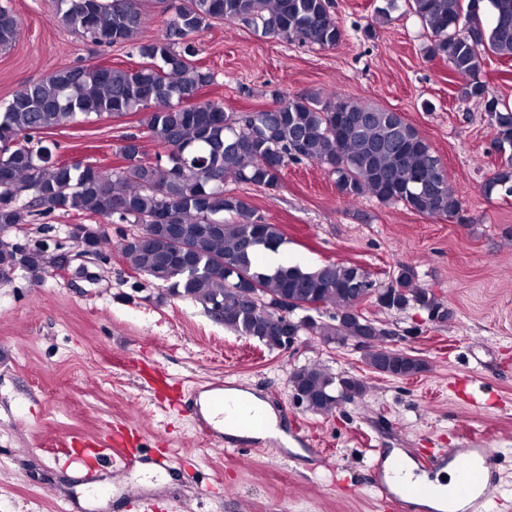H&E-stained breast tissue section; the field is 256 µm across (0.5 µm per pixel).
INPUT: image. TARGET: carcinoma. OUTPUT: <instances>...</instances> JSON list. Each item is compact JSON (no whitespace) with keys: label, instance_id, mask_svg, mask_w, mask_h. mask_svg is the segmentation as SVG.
I'll return each mask as SVG.
<instances>
[{"label":"carcinoma","instance_id":"1","mask_svg":"<svg viewBox=\"0 0 512 512\" xmlns=\"http://www.w3.org/2000/svg\"><path fill=\"white\" fill-rule=\"evenodd\" d=\"M142 3L58 0L64 27L98 45L130 44L141 62L63 67L0 102V233L25 225L38 208L128 224L131 232L117 249L134 274L207 313L221 309L224 328L271 350H283L288 336L351 344L365 335L367 319L357 306L368 302L366 293L389 298L398 310H423L439 324L450 321L453 312L403 263L384 288L358 264L269 271L259 253L281 248L284 234L226 188L229 182L274 188L288 162L308 161L334 177L336 193L348 202L369 195L431 217L463 211L430 144L393 110L318 92L288 97L275 91L271 107L238 119L219 102L199 100L214 74L197 63L190 36L215 20H238L266 37L333 48L343 30L330 0H162V35L137 42L148 22ZM406 7L432 33L430 57L446 61L464 80L458 97L483 104L500 154L486 191L511 196L512 106L488 92L481 74L489 56L512 60V0H406ZM18 35L16 15L0 6V47ZM138 113L159 148L152 158L125 144L124 164L103 169L55 160L43 144V135L80 121ZM81 231L97 249L112 248L103 225L84 224ZM55 261L54 254L17 251L0 240L1 269L25 270L39 283ZM245 288L259 289L262 303L244 302ZM285 298L303 303L286 325L274 317ZM324 311L331 322L315 319ZM361 352L371 369L386 355L377 344ZM427 369L424 359L393 349L386 376L408 379ZM288 384L324 416L369 390L362 378L332 373L319 362L293 368Z\"/></svg>","mask_w":512,"mask_h":512}]
</instances>
